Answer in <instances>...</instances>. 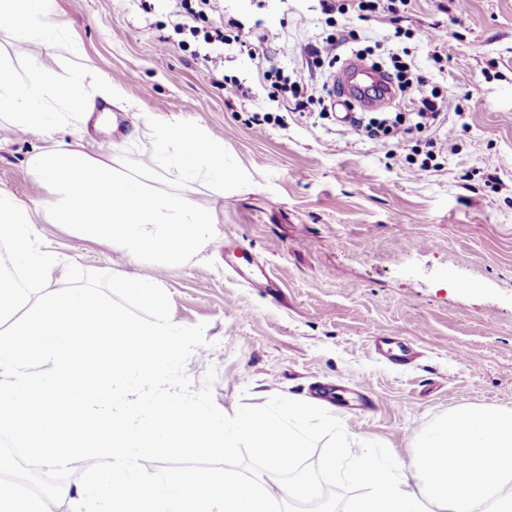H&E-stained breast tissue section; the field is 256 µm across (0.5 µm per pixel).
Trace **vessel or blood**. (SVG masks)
Masks as SVG:
<instances>
[{"label": "vessel or blood", "instance_id": "obj_1", "mask_svg": "<svg viewBox=\"0 0 512 512\" xmlns=\"http://www.w3.org/2000/svg\"><path fill=\"white\" fill-rule=\"evenodd\" d=\"M336 84L341 93L335 103L341 108H359L374 111L391 104L395 97V87L384 70L365 64L362 60L348 59Z\"/></svg>", "mask_w": 512, "mask_h": 512}]
</instances>
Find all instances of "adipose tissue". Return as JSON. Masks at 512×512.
<instances>
[{"label":"adipose tissue","instance_id":"1","mask_svg":"<svg viewBox=\"0 0 512 512\" xmlns=\"http://www.w3.org/2000/svg\"><path fill=\"white\" fill-rule=\"evenodd\" d=\"M0 29L21 45H50L65 34L55 0H0ZM86 94L82 78L62 86L47 67L21 77L0 56V116L16 131L50 134L63 113L83 110ZM322 466L344 470L362 486L345 512H512V410L450 412L422 436L405 465L335 445Z\"/></svg>","mask_w":512,"mask_h":512}]
</instances>
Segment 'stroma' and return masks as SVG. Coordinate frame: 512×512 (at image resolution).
I'll list each match as a JSON object with an SVG mask.
<instances>
[{"label": "stroma", "mask_w": 512, "mask_h": 512, "mask_svg": "<svg viewBox=\"0 0 512 512\" xmlns=\"http://www.w3.org/2000/svg\"><path fill=\"white\" fill-rule=\"evenodd\" d=\"M66 41L0 55L19 73L51 63L60 84L91 71L107 77L93 96L123 129L85 110L49 136L0 123V193L34 207L50 196L27 161L41 148L80 145L102 159L142 160L152 139L138 121L188 120L248 173V187L204 182L190 195L213 204L217 236L184 264H136L65 228L36 225L59 265L152 277L179 326L203 325L206 344L185 365L192 391L214 371L215 405L227 414L281 395L336 416L353 451H384L408 463L419 437L464 406L512 409V0H412L401 25L326 18L319 0H223V17L263 18L262 54L230 44L203 56L173 30L174 0H56ZM456 23H449V12ZM448 24L442 64L426 38ZM355 48L408 51L448 99L436 133L437 168L415 175L411 145L393 152L342 131L335 113L295 111L271 94L262 69L306 73L302 44L329 31ZM248 96L232 93V85ZM403 342L407 360L375 349ZM372 397L374 411L353 416Z\"/></svg>", "instance_id": "obj_1"}]
</instances>
